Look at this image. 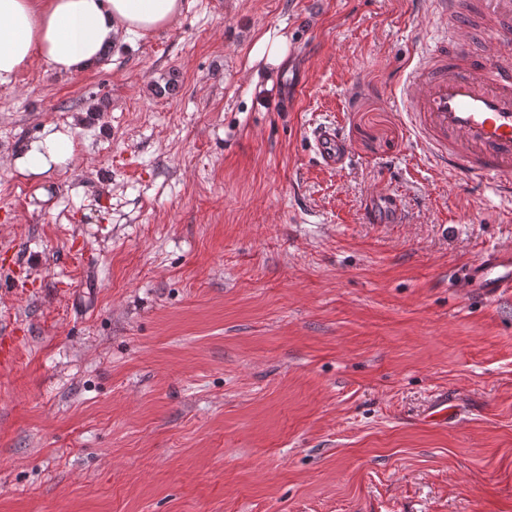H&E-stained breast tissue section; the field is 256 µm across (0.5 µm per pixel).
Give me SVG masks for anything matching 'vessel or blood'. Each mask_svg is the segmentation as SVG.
I'll return each instance as SVG.
<instances>
[{
  "mask_svg": "<svg viewBox=\"0 0 512 512\" xmlns=\"http://www.w3.org/2000/svg\"><path fill=\"white\" fill-rule=\"evenodd\" d=\"M448 28L402 86L407 118L431 158L462 181L512 196V0H432ZM316 160L336 168L348 145L335 126L314 128ZM468 279L491 292L512 289V252L490 250Z\"/></svg>",
  "mask_w": 512,
  "mask_h": 512,
  "instance_id": "1",
  "label": "vessel or blood"
}]
</instances>
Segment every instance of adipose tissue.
Returning a JSON list of instances; mask_svg holds the SVG:
<instances>
[{
  "instance_id": "adipose-tissue-1",
  "label": "adipose tissue",
  "mask_w": 512,
  "mask_h": 512,
  "mask_svg": "<svg viewBox=\"0 0 512 512\" xmlns=\"http://www.w3.org/2000/svg\"><path fill=\"white\" fill-rule=\"evenodd\" d=\"M182 7L183 0H0V84L37 60L60 73L87 71L127 35L173 25ZM73 152L71 137L49 125L15 166L40 179Z\"/></svg>"
}]
</instances>
